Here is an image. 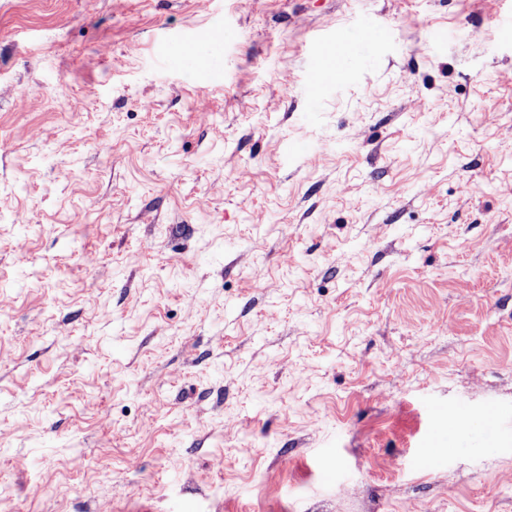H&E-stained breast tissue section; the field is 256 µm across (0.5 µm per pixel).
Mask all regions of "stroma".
Listing matches in <instances>:
<instances>
[{
    "instance_id": "obj_1",
    "label": "stroma",
    "mask_w": 512,
    "mask_h": 512,
    "mask_svg": "<svg viewBox=\"0 0 512 512\" xmlns=\"http://www.w3.org/2000/svg\"><path fill=\"white\" fill-rule=\"evenodd\" d=\"M0 512H512V0H0Z\"/></svg>"
}]
</instances>
